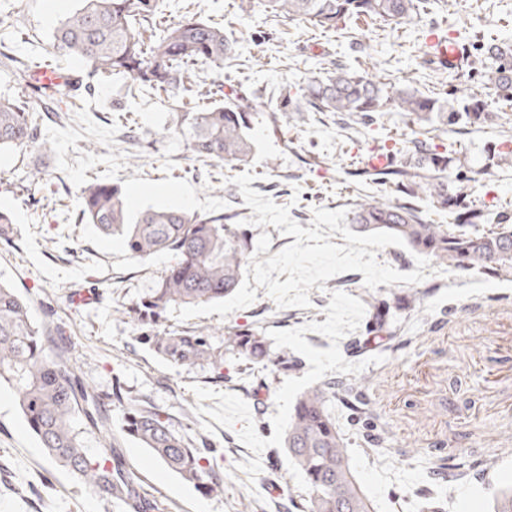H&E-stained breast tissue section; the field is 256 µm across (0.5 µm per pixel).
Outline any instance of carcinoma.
Masks as SVG:
<instances>
[{"instance_id":"cac0c4a2","label":"carcinoma","mask_w":512,"mask_h":512,"mask_svg":"<svg viewBox=\"0 0 512 512\" xmlns=\"http://www.w3.org/2000/svg\"><path fill=\"white\" fill-rule=\"evenodd\" d=\"M284 19H305L329 31L360 17L384 25H401L420 14L422 0H239L247 13L255 2ZM236 52L224 26L196 15L170 19L164 0H79L55 30L49 55L81 61L91 77L131 80L137 89L176 99L171 129L198 157L226 164L247 162L252 149L248 130L253 100L231 90L227 102L213 99L193 79L196 64L224 67ZM483 77L497 92L512 90V42L491 41L482 47ZM306 109L329 112L349 127L367 124L378 112H398L419 126L414 137L395 150L399 160L374 172L401 200L355 202L351 222L359 234L388 231L400 235L413 251L436 263L488 276L512 275V219L485 230L487 214L459 190L449 188L448 171L457 161L454 145L448 152L432 150L422 136L460 122L481 129L512 115L488 111L487 102L471 97L463 105L440 100L411 88H387L367 72L344 66L310 77L297 89ZM40 113L31 96L0 99V150H21L38 139ZM512 167V151L488 157L483 173ZM424 194L431 209L453 217L449 224L426 218L411 201ZM237 214L200 217L174 207H155L131 219L120 186L91 182L81 190L77 224H94L104 235H118L135 258L156 253L171 257L153 288L119 312L141 331L142 339L170 364L203 367L224 378L225 358L265 366L278 373L296 371L299 358L271 349L264 332L252 325L227 326L218 331H159L168 311L219 301L238 285L243 266L255 247L236 223ZM373 309L366 334L394 333L390 305L366 295ZM58 347L35 324L27 301L0 281V383L14 391L30 430L49 459L65 468L106 502L125 512H163L162 505L141 495L119 449L105 442L97 448L86 436L104 428L107 415L102 396L86 385L70 359L52 360ZM363 376L330 377L303 391L296 399L284 432L288 459L305 479V492L294 494L284 482L287 512H372L349 462L348 439L336 426V407L351 420H370ZM112 403L124 407L125 433L155 458L206 496L224 493V473L214 465L219 454L203 440L196 443L175 429L160 413L128 402L121 388L112 389ZM494 512H512V487L495 491Z\"/></svg>"}]
</instances>
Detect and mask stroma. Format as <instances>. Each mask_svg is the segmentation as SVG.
I'll use <instances>...</instances> for the list:
<instances>
[{
	"mask_svg": "<svg viewBox=\"0 0 512 512\" xmlns=\"http://www.w3.org/2000/svg\"><path fill=\"white\" fill-rule=\"evenodd\" d=\"M171 16L190 11L223 23L238 57L203 74L221 84L264 96L345 65L373 72L398 87L440 97L477 96L492 111L506 102L485 86L479 59L485 43L512 38V0H429L418 18L391 28L357 19L339 31L283 20L239 0H165ZM77 0H0V53L29 65L39 62ZM464 46L470 60L460 70L433 63L432 37ZM173 102L150 93L129 95L126 81L84 78L69 111L44 113L39 146L0 152V208L11 211L14 238L0 243V280L27 300L37 325L63 330L66 354L85 382L101 394L121 383L138 405L168 416L192 439H206L224 454V492L203 496L167 470L123 429V411L110 407L90 446L120 448L141 493L168 512H242L246 503L277 512L273 489L281 478L304 492L301 472L288 460L283 433L296 397L329 377L368 376L370 417L382 450L353 438L350 465L374 512H492L493 493L512 485V277L461 273L432 263L420 283L393 284L399 297L419 292L422 318L403 321L395 337L367 339L369 308L363 275L347 272L316 283L311 305L277 308L265 288L227 318L211 314L167 323L177 329L263 327L274 346L302 360L300 370L275 374L244 361L225 363V381L206 368L172 366L136 339L137 328L118 314L153 287L168 255L131 257L118 236L69 220L89 182L119 184L131 214L148 207H180L201 216L237 214L249 221L234 176L251 170V189L290 208L310 228L313 211L350 209L360 198L384 196L388 186L362 173L364 155L395 150L411 128L399 113H377L359 131L343 130L336 117L306 113L292 123L263 120L251 131L254 152L245 165L203 163L170 129ZM430 146L456 145L469 165L457 180L497 221L512 204V167L480 174L487 150H501L497 126L457 125L430 135ZM40 173L32 183V173ZM101 299L74 303V294ZM367 349L351 353L356 340ZM454 467L447 479L439 465ZM0 512H122L94 496L51 463L30 432L14 391L0 387Z\"/></svg>",
	"mask_w": 512,
	"mask_h": 512,
	"instance_id": "35a3bbf8",
	"label": "stroma"
}]
</instances>
